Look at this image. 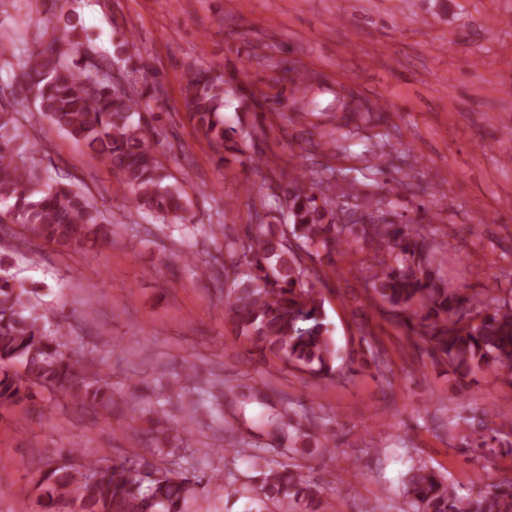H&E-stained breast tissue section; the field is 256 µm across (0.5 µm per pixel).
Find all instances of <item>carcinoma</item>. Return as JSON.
<instances>
[{"label": "carcinoma", "mask_w": 512, "mask_h": 512, "mask_svg": "<svg viewBox=\"0 0 512 512\" xmlns=\"http://www.w3.org/2000/svg\"><path fill=\"white\" fill-rule=\"evenodd\" d=\"M83 26L68 15L32 49L18 54L20 82L10 95L30 96L36 110L91 149L118 176L137 212L174 224L190 221L186 199L166 182L157 142L134 121L141 98L126 88V77L112 72V59L93 55L81 41ZM233 79L210 70L192 71L182 87L186 111L212 145L238 150L242 130L224 119ZM30 134L6 107L0 108V221L23 227L26 236L64 251H79L112 239L91 199L61 180H47L29 163L23 148ZM305 178L292 176L280 186L290 223L272 224L255 212L246 240L226 244L230 281L227 309L233 332L261 352H269L314 376L336 375L338 351L326 322L317 272L304 257L332 259L349 241L371 240L377 249L365 276L374 295L387 303L405 327L463 375L491 368L512 382V289L486 288L464 296L448 289L434 245L421 228L374 224L372 200L365 199L369 224H344L338 207ZM0 256V406L32 401L37 390L64 393L91 409H112V388L61 352L67 333L50 324L35 292L11 273ZM68 465L38 469L42 512H188L204 490L203 478L157 461L124 456L103 466L89 457ZM261 489L283 512L303 507L318 512V490L297 469L260 466ZM411 512H512V481L492 483L474 495H461L448 479L418 466L406 480Z\"/></svg>", "instance_id": "obj_1"}]
</instances>
